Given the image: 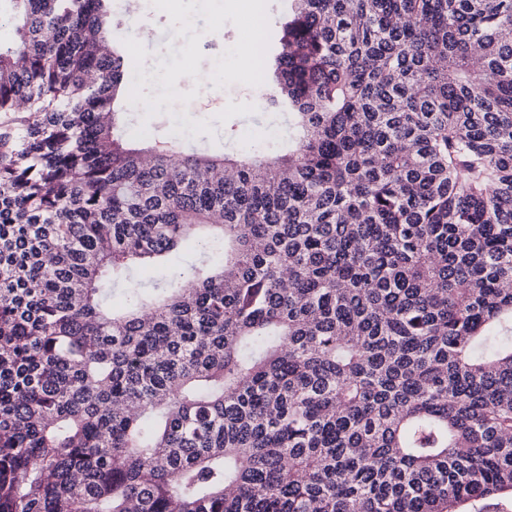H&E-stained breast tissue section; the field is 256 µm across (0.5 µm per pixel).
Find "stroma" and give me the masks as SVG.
I'll list each match as a JSON object with an SVG mask.
<instances>
[{"label":"stroma","mask_w":512,"mask_h":512,"mask_svg":"<svg viewBox=\"0 0 512 512\" xmlns=\"http://www.w3.org/2000/svg\"><path fill=\"white\" fill-rule=\"evenodd\" d=\"M114 31L147 25L152 37L138 49L154 79L138 85L144 107H127L122 131L134 147L178 142L209 153L275 150L288 120L251 102L252 85L240 75L237 44L246 32L237 0H112ZM210 86L200 97L197 82ZM199 248L184 243L161 266L134 269L129 283L163 280L196 262Z\"/></svg>","instance_id":"1"}]
</instances>
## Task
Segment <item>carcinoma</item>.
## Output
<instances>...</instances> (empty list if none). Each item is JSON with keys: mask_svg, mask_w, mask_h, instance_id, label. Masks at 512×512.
Instances as JSON below:
<instances>
[{"mask_svg": "<svg viewBox=\"0 0 512 512\" xmlns=\"http://www.w3.org/2000/svg\"><path fill=\"white\" fill-rule=\"evenodd\" d=\"M283 2L288 151L176 163L109 0H0V512L512 498V0ZM198 253L197 244L194 241H188L173 252L164 265L134 269L128 280L113 287L112 307L120 309L125 304L127 292L123 290L124 288H130L132 284L139 288L142 283L151 280H165L168 275L189 268L196 262Z\"/></svg>", "mask_w": 512, "mask_h": 512, "instance_id": "obj_1", "label": "carcinoma"}]
</instances>
